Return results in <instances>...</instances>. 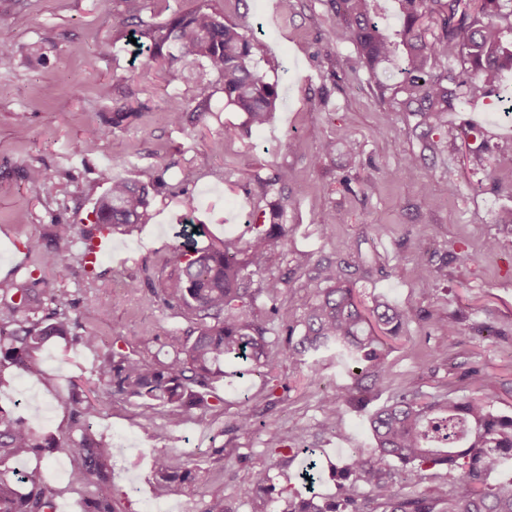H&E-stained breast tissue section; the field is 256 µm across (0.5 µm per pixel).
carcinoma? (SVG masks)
I'll return each instance as SVG.
<instances>
[{"mask_svg":"<svg viewBox=\"0 0 512 512\" xmlns=\"http://www.w3.org/2000/svg\"><path fill=\"white\" fill-rule=\"evenodd\" d=\"M391 2L397 23L383 26ZM342 36L351 42L368 73L376 78L392 73L402 78L406 103L416 105L422 123L456 109L460 98L477 104L500 89L504 74L512 73V8L503 0H332ZM437 33L427 35L425 20ZM137 46H146L153 58L165 62V79L177 84L186 70L199 68L219 78L224 100L246 116V124L260 128L273 113L279 99L278 85L253 70L250 37L237 24L226 23L215 13L199 7L178 13L161 25L146 24L135 31ZM448 60V71L432 72V64ZM108 188L97 198L94 229L117 231L143 223L152 201L150 185L114 180L102 175ZM32 191L47 190L46 174L28 172ZM251 235L226 236L220 244L195 240L177 255L166 287L164 301L174 303L192 316L195 327L186 336H174L176 353L165 361H149L134 350H112L97 356L94 388L84 390L71 383L64 403L71 423L65 443L35 434L27 420L0 406V512H55L57 490L45 478L52 456L62 447L72 460L70 486L82 490L87 512H115L107 493L112 473V444L99 438L91 420L120 397L133 401L150 422L159 408L195 414L203 423L212 411L209 402L217 378L225 375V363L238 359L245 372L266 380L276 368L271 350L278 337L249 316L244 308L256 309L263 295L273 303L271 312L281 326L292 320L286 309L275 306L282 282L267 278L250 288L253 275L266 266L275 249L288 241L285 225L274 222L266 228L249 225ZM42 262L64 276L58 254L37 238L27 242ZM318 292L304 320L300 339L288 342V357L315 355L334 350L344 363L368 362L376 373L385 371L380 339L355 302L340 262L320 263ZM54 293L43 280L31 278L21 284L0 282V370L17 374L33 372L36 352L54 338L94 350L99 336L94 332L71 335L74 320L69 311L49 303ZM373 315L386 331L396 335L404 316L384 301L376 303ZM491 395L483 392L465 398L426 396L408 386L398 399L371 417L375 441L372 448H356L341 467L339 498L324 499L311 488L316 480V460L305 464L302 479L310 489L296 491L284 512H365L371 503L383 512H512V480L495 484L486 472L497 463L512 464V416L494 413ZM33 456L34 467L19 473L12 462ZM443 466L448 469L451 489L442 510L437 501L404 497L395 487L391 463ZM154 494L169 495L174 488L191 489L198 471L171 449L154 458ZM273 490L268 472L254 475L245 494Z\"/></svg>","mask_w":512,"mask_h":512,"instance_id":"1","label":"carcinoma"}]
</instances>
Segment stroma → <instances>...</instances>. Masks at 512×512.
<instances>
[{"label":"stroma","mask_w":512,"mask_h":512,"mask_svg":"<svg viewBox=\"0 0 512 512\" xmlns=\"http://www.w3.org/2000/svg\"><path fill=\"white\" fill-rule=\"evenodd\" d=\"M203 4L253 34L256 69L278 85L277 109L263 128L241 129L243 113L226 104L213 74L167 84L161 61L133 54L129 28L112 24L113 15L131 12L160 25ZM1 49L13 63L0 68V280L44 279L79 329L97 333L101 350L119 338L146 358H162L170 336L192 329L189 315L156 298L173 270V229L184 217L220 238L269 223L276 206L288 243L253 277L286 284L277 305L291 312V329L270 310L260 314L273 335L302 334L321 286L315 267L328 260L343 263L363 307L379 299L407 316L398 335L383 338L386 373L366 378L362 392L352 389L348 367L326 353L315 384L309 363L285 358L266 385L223 378L216 384L222 402L204 425L164 409L148 422L133 405L113 400L93 428L131 439L112 468L116 512H146L152 457L164 448L201 474L194 489L168 496L167 512H207L216 503L224 512H281L298 485L305 448L316 449L323 467L318 492L334 495L330 465L372 446L371 415L408 383L462 398L490 377L494 412L512 416V224L495 221L512 208V118L499 111L498 96L477 106L460 102L441 119L460 129L456 143L435 132V149L424 151L405 93L396 86L379 93L354 46L340 37L331 0H0ZM116 103L133 116L89 141V128L111 120ZM177 108L183 118L176 126L169 114ZM476 132L487 142L478 167L470 161ZM330 140L353 141L355 156H321ZM419 153L425 160L417 178H396ZM32 167L49 177L48 192L30 191ZM282 171L287 180L267 185ZM106 172L151 184L155 193L145 223L114 232L113 252L91 266L81 232L93 223ZM59 222L80 229L57 247L67 269L62 278L26 248L29 237L47 235ZM421 249L428 259L419 263ZM102 302L109 305L104 316ZM35 359L54 386L5 370L0 406H18L37 434L64 439L70 414L60 396L72 381L91 380L95 355L59 339ZM340 388L350 399L326 422ZM243 408L253 416L247 431L235 421ZM262 469L274 491L244 496ZM395 481L407 496L444 499L450 489L441 467L416 466Z\"/></svg>","instance_id":"obj_1"}]
</instances>
